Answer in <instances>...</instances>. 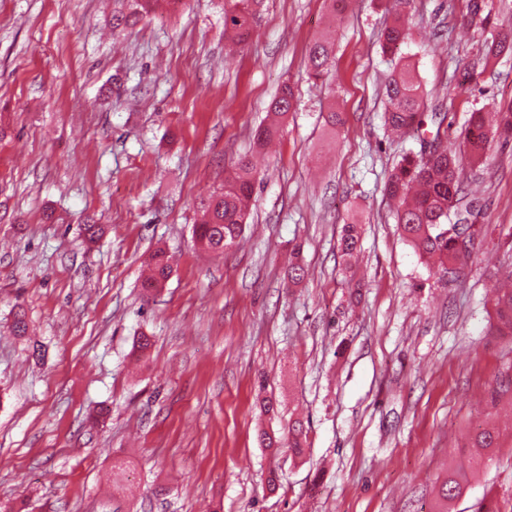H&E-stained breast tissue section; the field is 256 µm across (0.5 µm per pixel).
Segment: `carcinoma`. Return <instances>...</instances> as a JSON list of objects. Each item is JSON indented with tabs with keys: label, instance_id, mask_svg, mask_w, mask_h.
Here are the masks:
<instances>
[{
	"label": "carcinoma",
	"instance_id": "1",
	"mask_svg": "<svg viewBox=\"0 0 512 512\" xmlns=\"http://www.w3.org/2000/svg\"><path fill=\"white\" fill-rule=\"evenodd\" d=\"M262 0H224V38L243 45L255 36ZM161 0H129V12L113 17L115 24L126 25L144 19ZM408 0H390L385 10L393 15L383 33V51L398 53L407 33L403 8ZM512 51V28L497 32L487 47L486 57L495 59ZM333 57V45L318 40L309 50L308 66L313 75L320 76ZM386 102L385 121L402 136L422 137L428 128H436L431 141L447 138L441 132L444 119L438 112L424 111L423 90L415 64L406 62L397 68L384 86ZM293 107V92L283 86L271 104L273 118L257 131L259 145L274 138L280 130L279 119ZM512 132V102L502 104L488 120L486 113H471L468 126L458 136V143L450 142L444 153L425 158L422 153L404 154L392 168L385 183V194L396 203V223L402 236L427 263L447 272L466 263L456 247L460 234L475 238L478 235L479 201L463 186L459 170L467 163L473 167L484 165L489 157L497 133ZM256 172L246 159L236 171L224 179V186L213 192L203 204L205 219L195 225L194 237L200 248L215 254L235 245L247 223L256 191ZM341 256L349 262L360 250L357 225L346 224L340 236ZM152 274L141 284L144 293L162 287L170 271L166 253L159 249L151 256ZM489 334L512 335V289L500 288L494 298L493 322ZM306 433L296 421L288 429V447L302 453ZM498 447V435L490 427L478 431L472 438L473 465L470 470L450 469L439 493L445 503L460 497L471 476L492 459Z\"/></svg>",
	"mask_w": 512,
	"mask_h": 512
}]
</instances>
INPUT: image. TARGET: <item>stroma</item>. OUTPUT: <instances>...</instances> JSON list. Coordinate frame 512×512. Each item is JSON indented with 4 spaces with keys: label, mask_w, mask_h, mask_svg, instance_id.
Returning <instances> with one entry per match:
<instances>
[{
    "label": "stroma",
    "mask_w": 512,
    "mask_h": 512,
    "mask_svg": "<svg viewBox=\"0 0 512 512\" xmlns=\"http://www.w3.org/2000/svg\"><path fill=\"white\" fill-rule=\"evenodd\" d=\"M486 3L487 26L467 0L406 11L401 52L454 136L512 100V54L484 61L512 0ZM126 8L0 0V512H436L471 436L512 411V391L488 393L512 379V338L487 333L490 290L512 274V137L460 171L482 205L477 248L443 276L384 193L420 141L385 124L396 61L382 0L334 16L327 0H264L258 38L232 53L224 0L114 26ZM326 35L335 58L317 81L308 51ZM285 84L294 105L257 148ZM244 157L257 170L245 230L224 253L200 250V202ZM354 221L349 270L339 238ZM87 223L102 225L96 241ZM296 246L307 275L293 285ZM160 248L172 272L146 297ZM297 420L303 456L262 443ZM483 499L512 512V433L452 512Z\"/></svg>",
    "instance_id": "35a3bbf8"
}]
</instances>
